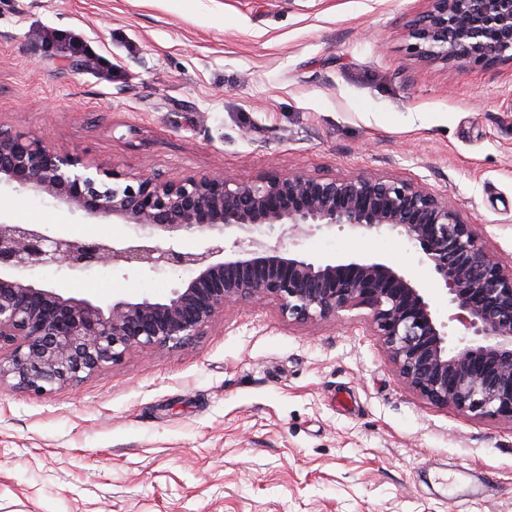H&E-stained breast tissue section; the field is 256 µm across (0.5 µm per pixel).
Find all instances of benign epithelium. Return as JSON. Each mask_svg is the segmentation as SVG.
Masks as SVG:
<instances>
[{"instance_id":"obj_1","label":"benign epithelium","mask_w":512,"mask_h":512,"mask_svg":"<svg viewBox=\"0 0 512 512\" xmlns=\"http://www.w3.org/2000/svg\"><path fill=\"white\" fill-rule=\"evenodd\" d=\"M414 52L461 66L512 60V0H434L412 23ZM45 193L72 211L114 218L134 235L109 243L0 221V384L36 396L78 382L135 351L189 344L230 307L271 301L298 323L369 310L404 383L430 405L512 422V267L482 243L461 209L423 183L352 173L212 172L167 180L91 168L71 149L0 128V183ZM397 234L439 277L453 340L415 276L373 258L320 261L284 241L335 228ZM204 234L209 245L178 248ZM235 235L234 249L222 242ZM183 267L192 277L163 301L102 304L46 288L40 269Z\"/></svg>"}]
</instances>
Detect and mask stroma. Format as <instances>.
Wrapping results in <instances>:
<instances>
[{"label":"stroma","mask_w":512,"mask_h":512,"mask_svg":"<svg viewBox=\"0 0 512 512\" xmlns=\"http://www.w3.org/2000/svg\"><path fill=\"white\" fill-rule=\"evenodd\" d=\"M432 0H0V126L84 163L170 179L352 172L423 182L512 265V61L459 67L411 51ZM100 68L71 70L46 32ZM249 128L241 137V128ZM0 220L123 240L130 226L0 186ZM323 259L417 249L346 229L301 239ZM186 268L46 269L101 303L165 300ZM0 512H512V422L409 389L364 311L300 324L230 308L189 345L133 352L36 397L0 384Z\"/></svg>","instance_id":"1"}]
</instances>
